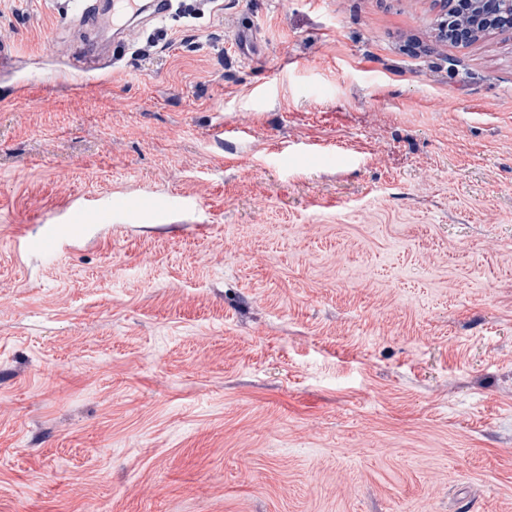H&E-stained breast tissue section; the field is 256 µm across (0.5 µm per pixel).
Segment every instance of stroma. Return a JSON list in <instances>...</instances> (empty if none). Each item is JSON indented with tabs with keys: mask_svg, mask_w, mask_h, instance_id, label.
<instances>
[{
	"mask_svg": "<svg viewBox=\"0 0 512 512\" xmlns=\"http://www.w3.org/2000/svg\"><path fill=\"white\" fill-rule=\"evenodd\" d=\"M440 18L0 0V512H512V34ZM141 6L138 0H113L112 24L125 30L128 19L141 13Z\"/></svg>",
	"mask_w": 512,
	"mask_h": 512,
	"instance_id": "1",
	"label": "stroma"
}]
</instances>
